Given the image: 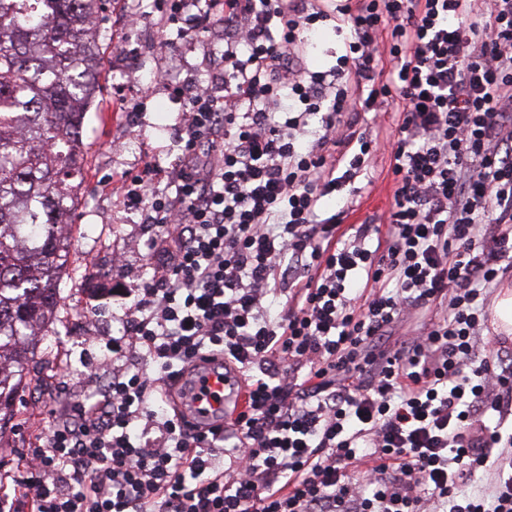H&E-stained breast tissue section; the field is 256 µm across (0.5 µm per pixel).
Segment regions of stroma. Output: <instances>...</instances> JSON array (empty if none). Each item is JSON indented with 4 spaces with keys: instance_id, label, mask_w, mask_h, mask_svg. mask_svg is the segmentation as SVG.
I'll list each match as a JSON object with an SVG mask.
<instances>
[{
    "instance_id": "stroma-1",
    "label": "stroma",
    "mask_w": 512,
    "mask_h": 512,
    "mask_svg": "<svg viewBox=\"0 0 512 512\" xmlns=\"http://www.w3.org/2000/svg\"><path fill=\"white\" fill-rule=\"evenodd\" d=\"M104 2L107 12L97 40L95 93L81 133L86 190L76 197L69 217L67 273L59 281L53 319L34 339L33 358L23 371L14 410L0 426V469L7 471L21 452L40 443V427L28 423L39 381L64 365L69 369L64 378L67 396L92 393L98 381L90 377L89 369L108 355L107 340L122 333L129 305L125 291L139 287L152 274L151 245L157 229L129 207L124 192L110 190L109 181L139 176L152 163L159 172L157 189L174 192L186 92L208 82L211 65L223 59V29L212 30L203 44L180 40L175 27L161 26L160 8L154 5L146 19L151 46L136 61H129L123 25L128 0ZM343 52L344 36L337 33L335 22L304 35L302 53L310 70L330 69ZM161 70L166 71V80L140 89L141 76ZM132 112L138 114V123L126 122ZM388 165L387 154H378L373 169L348 185L343 198L325 200L323 213H334L348 199L354 210L347 224L375 221L392 199ZM117 254L123 258L119 271L112 266Z\"/></svg>"
}]
</instances>
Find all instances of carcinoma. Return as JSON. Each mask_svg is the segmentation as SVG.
Here are the masks:
<instances>
[{
	"label": "carcinoma",
	"mask_w": 512,
	"mask_h": 512,
	"mask_svg": "<svg viewBox=\"0 0 512 512\" xmlns=\"http://www.w3.org/2000/svg\"><path fill=\"white\" fill-rule=\"evenodd\" d=\"M97 0H0V415L51 318L94 97Z\"/></svg>",
	"instance_id": "carcinoma-1"
}]
</instances>
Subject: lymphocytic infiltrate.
Segmentation results:
<instances>
[{"label":"lymphocytic infiltrate","mask_w":512,"mask_h":512,"mask_svg":"<svg viewBox=\"0 0 512 512\" xmlns=\"http://www.w3.org/2000/svg\"><path fill=\"white\" fill-rule=\"evenodd\" d=\"M184 3L164 0L163 26L195 43L223 27L224 57L188 99L174 193L125 186L161 259L106 386L0 474V512H512V347L478 355L512 278V0ZM328 20L345 51L309 70L303 34ZM392 105L394 130L367 134ZM380 150L390 207L345 233L321 201ZM204 362L243 392L207 428ZM487 467L491 500L459 497Z\"/></svg>","instance_id":"f902f5d3"}]
</instances>
